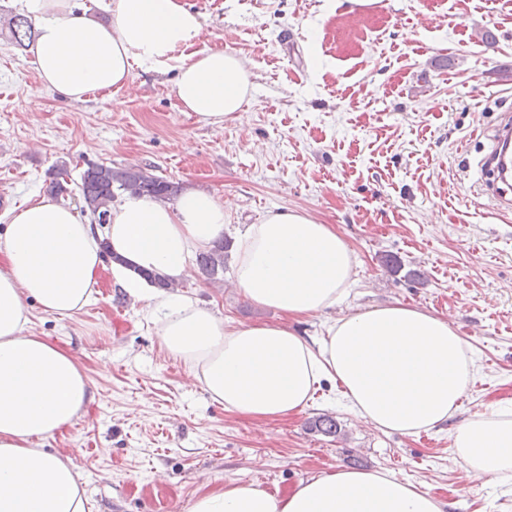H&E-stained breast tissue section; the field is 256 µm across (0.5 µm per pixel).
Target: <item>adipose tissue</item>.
<instances>
[{
    "instance_id": "ef3b65f1",
    "label": "adipose tissue",
    "mask_w": 512,
    "mask_h": 512,
    "mask_svg": "<svg viewBox=\"0 0 512 512\" xmlns=\"http://www.w3.org/2000/svg\"><path fill=\"white\" fill-rule=\"evenodd\" d=\"M35 23L41 82L72 102L128 87L137 68L175 71L184 111L212 127L237 117L254 87L245 58L197 49L206 17L185 0H102L103 23L76 0H20ZM187 49L176 57L177 49ZM224 234V206L210 192L184 190L176 202L124 196L104 226L74 206L40 199L13 211L0 231V512H92L70 459L42 441L69 427L93 395L75 357L30 331V303L60 318L95 293L105 254L116 283L158 302L155 333L225 410L259 420L305 407L328 379L347 406L384 432L415 436L459 409L475 374L466 341L447 319L401 305L338 318L326 336H299L287 322L336 306L352 282L353 253L332 226L299 211L275 210L246 226L234 282L252 303L277 310L282 325H228L212 307L177 292L157 298L143 272L173 282ZM468 475L512 484V410L473 414L452 433ZM430 491L380 470L340 467L302 478L283 494L226 482L203 491L187 512H444Z\"/></svg>"
}]
</instances>
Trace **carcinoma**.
Wrapping results in <instances>:
<instances>
[{
  "mask_svg": "<svg viewBox=\"0 0 512 512\" xmlns=\"http://www.w3.org/2000/svg\"><path fill=\"white\" fill-rule=\"evenodd\" d=\"M0 29L7 30L9 39L19 47L33 42L35 32L31 20L22 14L0 19ZM84 208L99 224L107 223L108 211L117 196L129 191L141 197L157 200H174L180 187L141 167H112L90 164L81 175L79 186ZM230 240L217 241L207 252L196 257V264L205 280L212 282L224 273Z\"/></svg>",
  "mask_w": 512,
  "mask_h": 512,
  "instance_id": "carcinoma-1",
  "label": "carcinoma"
}]
</instances>
